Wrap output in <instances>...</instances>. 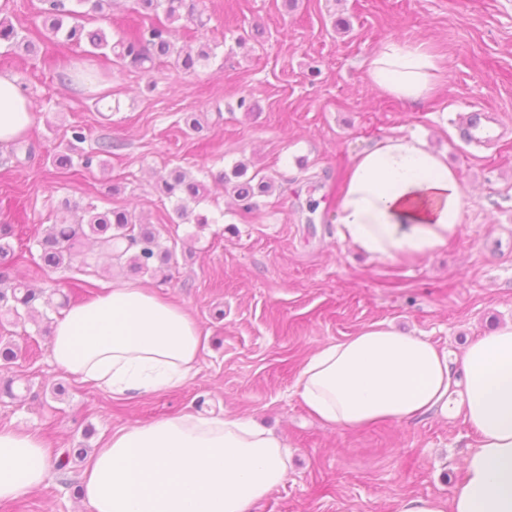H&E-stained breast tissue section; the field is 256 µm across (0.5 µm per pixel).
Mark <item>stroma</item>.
Wrapping results in <instances>:
<instances>
[{"mask_svg":"<svg viewBox=\"0 0 512 512\" xmlns=\"http://www.w3.org/2000/svg\"><path fill=\"white\" fill-rule=\"evenodd\" d=\"M207 25L188 24L177 41L210 44L195 72L173 61L152 76L87 46L47 41L36 52L0 47V73L15 76L35 103L27 140L34 156L16 163L0 146V224L28 221L12 239L14 274L82 303L135 278L97 267L36 269L38 230L62 218V200L133 211L166 239L187 240L168 277L137 276L183 305L208 345L183 387L116 400L76 381L51 360L58 312L34 323L0 317V341L22 350L0 380L27 387L25 401L0 394V426L38 431L48 448L100 447L114 431L187 413L246 416L280 434L293 456L283 486L255 512H399L420 496H449L476 434L462 418L423 417L358 431L323 427L293 392L318 346L384 322L458 352L512 320V0H200ZM389 39L428 42L442 57L438 89L413 105L370 83L366 61ZM77 81L61 83L67 67ZM247 108H240V101ZM503 124L491 142L468 143L472 111ZM198 112L208 128L188 130ZM85 150L112 140L105 165L52 166L72 127ZM417 132L447 152L467 188L459 238L410 261L368 259L339 242L330 213L352 157L367 145ZM245 163L275 185L240 211L218 176ZM179 168L206 185L201 213L182 223L156 174ZM64 386L56 394V386ZM73 457L47 486L0 512H85Z\"/></svg>","mask_w":512,"mask_h":512,"instance_id":"stroma-1","label":"stroma"}]
</instances>
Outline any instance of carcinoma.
Returning a JSON list of instances; mask_svg holds the SVG:
<instances>
[{
    "label": "carcinoma",
    "instance_id": "obj_1",
    "mask_svg": "<svg viewBox=\"0 0 512 512\" xmlns=\"http://www.w3.org/2000/svg\"><path fill=\"white\" fill-rule=\"evenodd\" d=\"M43 29L50 35L62 36L63 44L86 42L92 51L106 50L115 59L144 73L154 69L155 61L175 58V62L186 71L208 61L211 47L201 43L193 48L179 46L175 42L177 23L181 21L206 25L203 12L196 0H134L136 24L117 31L109 39L102 30L88 31L83 21L92 19L104 11L112 0H43ZM71 21L65 25V21ZM83 128H72V141L66 145V153L52 159L58 170H70L73 157H78L83 166L103 163L101 156L112 155V141H100L97 151L85 153L79 144L85 142ZM225 189L231 191L245 212L253 208L252 199L269 194L274 184L256 174L247 176V168L238 164L229 173L220 176ZM161 193L174 200V211L183 222H193L202 228L217 219L196 211L205 199V185L200 180L181 170H172L158 179ZM14 235V225L0 226V312L34 316L39 312L43 292L25 280H14L10 276L13 249L6 239ZM92 238L111 252L117 265L142 274H163L176 259L178 242L162 241L160 231L151 224H144L126 210L100 209L90 203L80 208L77 219L70 224H51L36 240L39 259L52 269H70L80 256L78 246L82 239Z\"/></svg>",
    "mask_w": 512,
    "mask_h": 512
}]
</instances>
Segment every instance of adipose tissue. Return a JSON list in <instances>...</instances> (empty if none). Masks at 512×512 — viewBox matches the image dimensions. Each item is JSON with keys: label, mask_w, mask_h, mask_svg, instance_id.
Here are the masks:
<instances>
[{"label": "adipose tissue", "mask_w": 512, "mask_h": 512, "mask_svg": "<svg viewBox=\"0 0 512 512\" xmlns=\"http://www.w3.org/2000/svg\"><path fill=\"white\" fill-rule=\"evenodd\" d=\"M443 71L427 43L389 40L367 63L371 84L410 103ZM16 77L0 75V145L30 131ZM465 187L446 154L417 133L353 156L336 198L337 239L386 261L427 258L459 236ZM202 331L180 304L137 281L104 289L53 326L50 355L71 376L117 398L168 392L194 375ZM325 427L355 431L432 415L462 418L477 435L449 497H417L400 512H512V321L461 352L376 323L317 347L293 385ZM286 443L252 419L183 415L113 432L80 473L87 512H251L288 475ZM55 476L41 435L0 428V502Z\"/></svg>", "instance_id": "1"}]
</instances>
